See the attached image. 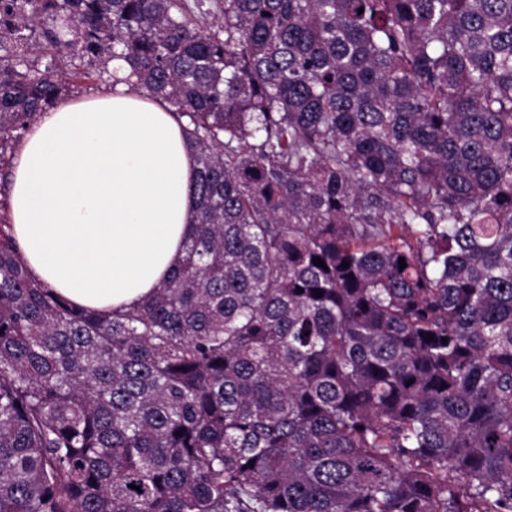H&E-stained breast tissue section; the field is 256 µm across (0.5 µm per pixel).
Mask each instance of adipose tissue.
I'll list each match as a JSON object with an SVG mask.
<instances>
[{
  "instance_id": "obj_1",
  "label": "adipose tissue",
  "mask_w": 512,
  "mask_h": 512,
  "mask_svg": "<svg viewBox=\"0 0 512 512\" xmlns=\"http://www.w3.org/2000/svg\"><path fill=\"white\" fill-rule=\"evenodd\" d=\"M104 94L43 111L15 148L7 222L29 275L104 313L168 277L196 215L183 127L136 92L128 68Z\"/></svg>"
}]
</instances>
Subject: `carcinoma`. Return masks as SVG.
<instances>
[{
	"instance_id": "carcinoma-1",
	"label": "carcinoma",
	"mask_w": 512,
	"mask_h": 512,
	"mask_svg": "<svg viewBox=\"0 0 512 512\" xmlns=\"http://www.w3.org/2000/svg\"><path fill=\"white\" fill-rule=\"evenodd\" d=\"M34 24L186 121L197 213L112 315L0 224V512H512V0H0ZM61 93L0 62V166Z\"/></svg>"
}]
</instances>
